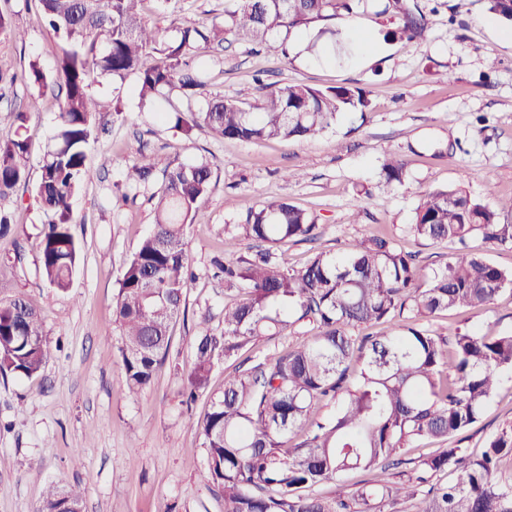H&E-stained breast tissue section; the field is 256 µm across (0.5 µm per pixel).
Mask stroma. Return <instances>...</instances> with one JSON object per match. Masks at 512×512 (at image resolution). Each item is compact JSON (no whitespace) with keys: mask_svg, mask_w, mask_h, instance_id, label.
<instances>
[{"mask_svg":"<svg viewBox=\"0 0 512 512\" xmlns=\"http://www.w3.org/2000/svg\"><path fill=\"white\" fill-rule=\"evenodd\" d=\"M228 0H145L146 17L210 25L224 20ZM428 22L424 42L385 38L373 12L357 21L376 39L368 54L336 60L328 37L307 30L319 54L306 60L290 34L288 56L232 37L206 57L205 85L197 100L249 101L265 83L317 88L356 85L370 100V116L339 119L308 141L245 142L214 138L200 128L184 136L171 110L178 91L166 90L139 107L135 76L103 75L96 96L120 102L123 114L105 120L91 143L94 179L73 198L72 232L80 247L68 291L51 288L40 270V230L47 217L32 196L58 125L51 95L0 82V138L10 131L9 108L29 112L28 179L0 209L12 218V236L0 239V300L30 295L41 305L48 356L32 378L0 376V512H37L48 483L81 485L83 512H224V501L200 477L206 452L198 422L210 393L220 392L229 365L213 372L209 394L181 403L183 379L194 364L202 331L221 334L232 294L217 286L211 261L224 253V227L242 224L247 210L285 198L315 216L316 241L277 247L281 261L300 267L320 250L341 252L354 239L392 236L400 248L430 268L444 264L450 248L405 236L421 195L459 188L494 207L512 197V22L492 16L486 0H418ZM22 40L0 35V72L38 59L53 70L63 40L24 0H0ZM177 163L212 161L216 178L199 201L187 230L195 279L186 296V319L177 321L169 354L153 385L137 397L125 388L112 323V298L124 265L152 230L148 198L163 181L128 184L140 153ZM407 159L404 185L389 188L381 165ZM359 220H352L354 200ZM437 333L472 328L496 336L512 333V291L481 308H459L432 321ZM512 423V374L504 375L482 418L464 434L477 455L486 440Z\"/></svg>","mask_w":512,"mask_h":512,"instance_id":"1","label":"stroma"}]
</instances>
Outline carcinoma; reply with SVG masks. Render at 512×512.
<instances>
[{"instance_id":"cac0c4a2","label":"carcinoma","mask_w":512,"mask_h":512,"mask_svg":"<svg viewBox=\"0 0 512 512\" xmlns=\"http://www.w3.org/2000/svg\"><path fill=\"white\" fill-rule=\"evenodd\" d=\"M144 0H25L65 40L53 73L32 60L11 81L52 94L59 107L56 143L42 167L34 202L50 221L41 230V272L60 291L70 288L79 247L71 231L72 199L94 177L87 162L97 121L120 113L95 97L99 75L137 78L144 104L163 89L188 101L204 80L186 69L228 37L246 36L266 49L277 37L325 25L367 8L369 0H234L224 23L209 28L170 23L177 36L145 20ZM488 11L512 21V0H487ZM380 14L409 41L425 39L426 20L418 0H383ZM366 90L352 85L318 89L268 84L253 103L214 98L199 109L176 111L175 127H205L222 139L310 140L336 125L346 111L366 118ZM13 130L0 139V199L26 181L28 113L13 110ZM159 160L141 155L128 177L146 183ZM407 162L392 156L381 167L387 185L404 184ZM164 184L152 195L154 225L126 263L113 297L125 383L132 394L149 388L172 341L173 323L185 315L192 278L186 231L196 204L211 188L214 164L168 162ZM512 197L490 208L458 188L426 193L403 232L457 250L444 265L427 269L383 236L354 240L339 253L321 250L300 268L277 261L272 247L312 241L319 225L286 199L249 212L245 224L224 225V260L213 277L243 299L224 306V332L195 339V366L183 396L192 402L208 390L213 369L236 361L260 340L313 333L245 371L224 376V390L211 398L199 423L206 451L203 479L224 499V512H395L406 500L418 512H512V479L499 474L512 458V425L491 435L479 456L448 439L475 424L512 373V333L498 336L458 331L442 336L429 328L449 309L482 307L512 288V270L466 250L479 235L512 246ZM270 244L255 254L239 252L240 239ZM387 323L389 334L355 336L352 329ZM47 356L37 302L19 295L0 303V374L30 378ZM324 405L332 412L312 416ZM424 438L442 448L403 470L402 451ZM455 482L423 488L424 474L447 471ZM350 471L373 479L353 497L322 496L316 488ZM84 491L49 484L39 512H82Z\"/></svg>"}]
</instances>
